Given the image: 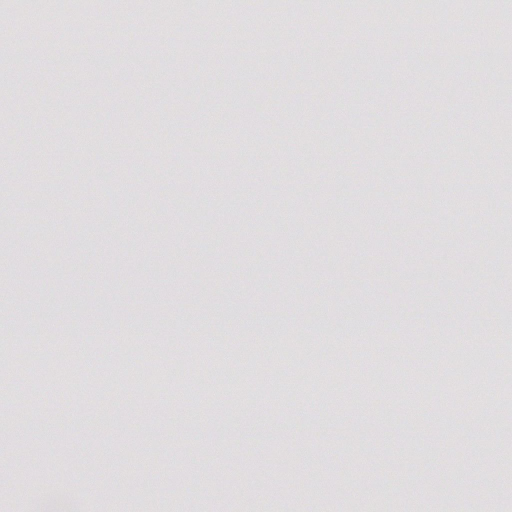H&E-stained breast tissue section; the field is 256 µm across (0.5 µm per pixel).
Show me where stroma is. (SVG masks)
<instances>
[{"mask_svg": "<svg viewBox=\"0 0 512 512\" xmlns=\"http://www.w3.org/2000/svg\"><path fill=\"white\" fill-rule=\"evenodd\" d=\"M259 3L224 0L217 28L72 0L74 28L48 40L0 0V512L36 486L98 512H512V0L390 36L309 25L322 0H290L272 32ZM441 21L460 43L481 30V86ZM218 126L257 163L217 156ZM444 136L478 142L485 190ZM284 345L290 386L255 390ZM462 351L492 354L495 427L438 367Z\"/></svg>", "mask_w": 512, "mask_h": 512, "instance_id": "35a3bbf8", "label": "stroma"}]
</instances>
